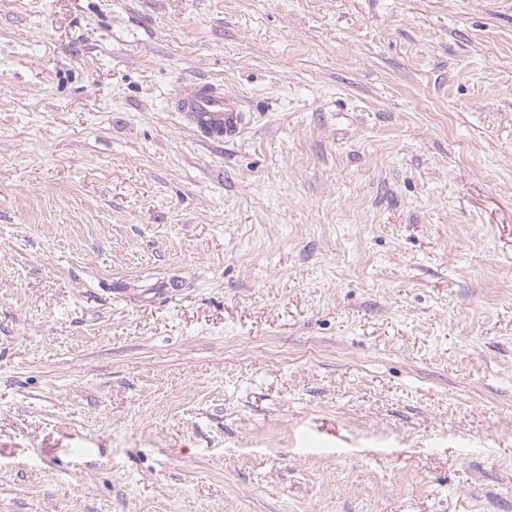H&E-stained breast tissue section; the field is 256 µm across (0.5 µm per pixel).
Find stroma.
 <instances>
[{
	"label": "stroma",
	"mask_w": 512,
	"mask_h": 512,
	"mask_svg": "<svg viewBox=\"0 0 512 512\" xmlns=\"http://www.w3.org/2000/svg\"><path fill=\"white\" fill-rule=\"evenodd\" d=\"M0 512H512V0H0ZM175 109L181 112L194 136L207 144L234 141L245 124L244 112L236 99L225 96L209 83L184 89L176 99Z\"/></svg>",
	"instance_id": "stroma-1"
}]
</instances>
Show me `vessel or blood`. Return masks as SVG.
<instances>
[{
	"instance_id": "obj_1",
	"label": "vessel or blood",
	"mask_w": 512,
	"mask_h": 512,
	"mask_svg": "<svg viewBox=\"0 0 512 512\" xmlns=\"http://www.w3.org/2000/svg\"><path fill=\"white\" fill-rule=\"evenodd\" d=\"M175 109L181 112L194 136L207 144L234 141L245 124L244 112L236 99L209 83L184 89Z\"/></svg>"
}]
</instances>
